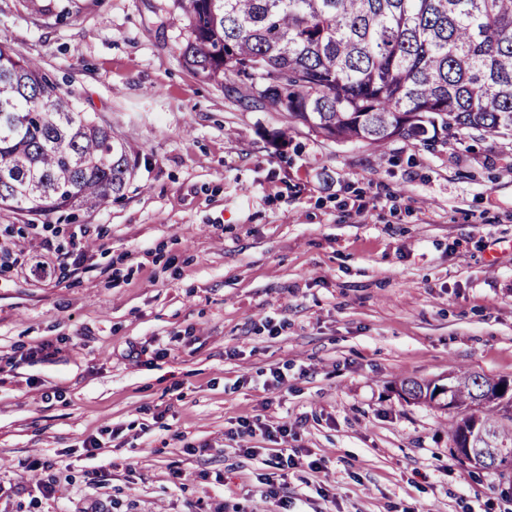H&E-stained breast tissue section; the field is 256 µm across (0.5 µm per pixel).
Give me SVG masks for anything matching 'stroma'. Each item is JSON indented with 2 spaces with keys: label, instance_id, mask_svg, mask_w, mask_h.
I'll return each instance as SVG.
<instances>
[{
  "label": "stroma",
  "instance_id": "35a3bbf8",
  "mask_svg": "<svg viewBox=\"0 0 512 512\" xmlns=\"http://www.w3.org/2000/svg\"><path fill=\"white\" fill-rule=\"evenodd\" d=\"M183 38L172 0H0V41L139 154L96 211L0 209L1 243L49 224L60 245L0 275V512L51 473L42 512H250L282 447L290 512H512L453 458L460 411L401 392L512 379V140L333 142L195 76ZM243 418L296 433L252 457Z\"/></svg>",
  "mask_w": 512,
  "mask_h": 512
}]
</instances>
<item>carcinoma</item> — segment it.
I'll list each match as a JSON object with an SVG mask.
<instances>
[{"label": "carcinoma", "mask_w": 512, "mask_h": 512, "mask_svg": "<svg viewBox=\"0 0 512 512\" xmlns=\"http://www.w3.org/2000/svg\"><path fill=\"white\" fill-rule=\"evenodd\" d=\"M185 21L187 68L233 81L239 99L283 113L331 141L382 147L456 133L512 137V0H172ZM126 136L83 111L39 63L0 41V206L49 215L94 210L123 195L136 163ZM491 380L462 374L441 386L457 462L512 477V408ZM405 393L434 400L431 383Z\"/></svg>", "instance_id": "obj_1"}]
</instances>
